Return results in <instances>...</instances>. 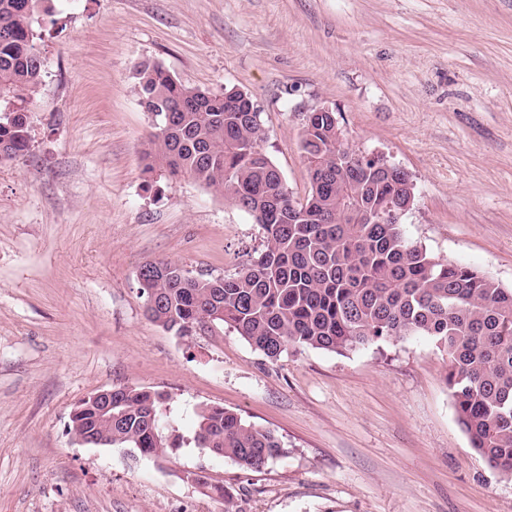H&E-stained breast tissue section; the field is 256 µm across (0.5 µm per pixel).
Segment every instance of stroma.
<instances>
[{"label":"stroma","mask_w":512,"mask_h":512,"mask_svg":"<svg viewBox=\"0 0 512 512\" xmlns=\"http://www.w3.org/2000/svg\"><path fill=\"white\" fill-rule=\"evenodd\" d=\"M30 153L0 160V512H512L457 422L426 336L272 362L227 326L178 336L145 312L148 260L230 276L255 219L193 179L142 173L144 62L245 92L295 199L303 115L335 111L352 150L409 172L406 237L512 289V0H38ZM167 391L183 432L218 405L272 430L259 470L189 446L141 463L74 444L99 390ZM203 473L206 484L190 479Z\"/></svg>","instance_id":"35a3bbf8"}]
</instances>
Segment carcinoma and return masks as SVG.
<instances>
[{
    "label": "carcinoma",
    "mask_w": 512,
    "mask_h": 512,
    "mask_svg": "<svg viewBox=\"0 0 512 512\" xmlns=\"http://www.w3.org/2000/svg\"><path fill=\"white\" fill-rule=\"evenodd\" d=\"M38 0H0V159L30 149V112L42 58L31 16ZM135 90L152 114L143 173L189 177L254 217L264 243L231 276L195 275L150 260L137 274L146 312L189 336L226 324L269 361L288 347L342 353L386 338L428 336L448 355L446 381L457 421L487 466L512 477V289L409 242L400 218L414 202L395 166L357 155L340 140L335 112L304 116L301 151L310 176L306 204L294 198L262 143L261 112L239 92L187 87L143 64ZM112 425L83 402L68 433L89 431L151 460L195 443L259 469L287 449L271 430L222 407L203 408L187 437L165 392L112 394Z\"/></svg>",
    "instance_id": "carcinoma-1"
}]
</instances>
